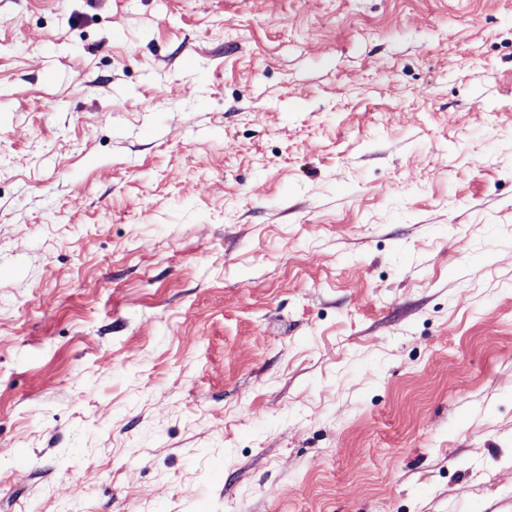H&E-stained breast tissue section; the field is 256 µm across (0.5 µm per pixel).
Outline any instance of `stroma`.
Listing matches in <instances>:
<instances>
[{
    "mask_svg": "<svg viewBox=\"0 0 512 512\" xmlns=\"http://www.w3.org/2000/svg\"><path fill=\"white\" fill-rule=\"evenodd\" d=\"M0 512H512V0H0Z\"/></svg>",
    "mask_w": 512,
    "mask_h": 512,
    "instance_id": "obj_1",
    "label": "stroma"
}]
</instances>
